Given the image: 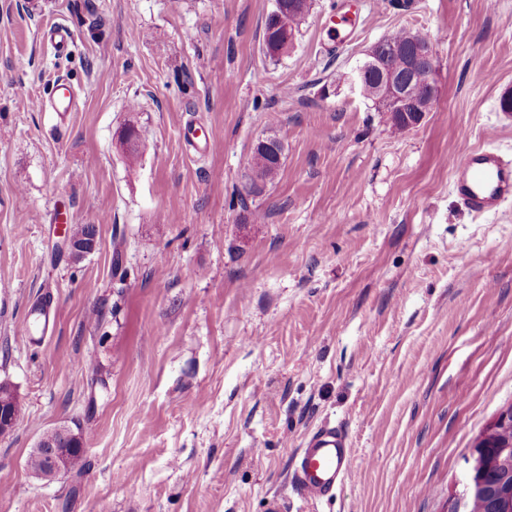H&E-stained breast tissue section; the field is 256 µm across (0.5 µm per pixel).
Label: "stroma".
Returning <instances> with one entry per match:
<instances>
[{"instance_id": "stroma-1", "label": "stroma", "mask_w": 512, "mask_h": 512, "mask_svg": "<svg viewBox=\"0 0 512 512\" xmlns=\"http://www.w3.org/2000/svg\"><path fill=\"white\" fill-rule=\"evenodd\" d=\"M274 8L0 0V379L25 406L0 439V512H448L512 406V203L471 216L451 179L485 142L512 158V0H313L270 57ZM54 23L73 32L58 54ZM400 28L439 57L437 103L404 133L351 85ZM58 78L80 93L63 121L33 105ZM271 135L279 175L250 191ZM65 224L96 225L98 249L55 257ZM47 292L46 334L23 338ZM73 419L86 472L32 476L31 448ZM322 427L357 469L315 502L291 474ZM73 38L72 31L61 24H54L46 27L42 33L45 44H50L57 52L67 50Z\"/></svg>"}]
</instances>
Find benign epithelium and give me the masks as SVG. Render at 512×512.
Instances as JSON below:
<instances>
[{"label": "benign epithelium", "instance_id": "7a95c632", "mask_svg": "<svg viewBox=\"0 0 512 512\" xmlns=\"http://www.w3.org/2000/svg\"><path fill=\"white\" fill-rule=\"evenodd\" d=\"M298 7L297 0H288L277 4L276 16L278 27L288 31L291 25L290 16ZM391 55L400 56L404 60V69L397 73L387 68V60ZM438 69L437 54L432 41L420 36L406 46L388 45L379 40L365 53L364 62L356 69L353 76V87L360 89L372 74L379 75L374 86V102L382 107L401 106L405 103V92L412 84L413 76L418 71L427 74L422 88L419 103L415 104L413 117L420 123L425 113L433 110L438 97L436 73ZM60 247L68 254L77 252L93 253L98 249V235L94 234L82 242L69 237L66 229L59 230ZM74 436L71 426L56 425L45 431L37 441L35 449L46 459L44 468L36 477L44 481H53L66 471L69 449L65 444ZM499 448L502 456L492 459L477 448ZM467 456L468 470L466 482L461 491L460 500L475 499L477 496H490L496 503L505 504L502 512H512V411L502 412L496 421ZM506 464L509 467V480L502 483L496 490H487L480 484V474L493 463Z\"/></svg>", "mask_w": 512, "mask_h": 512}]
</instances>
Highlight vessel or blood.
Instances as JSON below:
<instances>
[{
	"label": "vessel or blood",
	"instance_id": "1",
	"mask_svg": "<svg viewBox=\"0 0 512 512\" xmlns=\"http://www.w3.org/2000/svg\"><path fill=\"white\" fill-rule=\"evenodd\" d=\"M72 31L61 24L44 29L42 39L55 51L67 50ZM76 94L64 80L53 85L51 97L40 100V108H48L58 118L74 111ZM453 190L460 205L473 216L496 212L512 202V160L491 144L467 152L453 172ZM356 469L346 433L336 427H326L306 439L292 472V480L301 494L318 500L333 490L337 483L351 477Z\"/></svg>",
	"mask_w": 512,
	"mask_h": 512
}]
</instances>
